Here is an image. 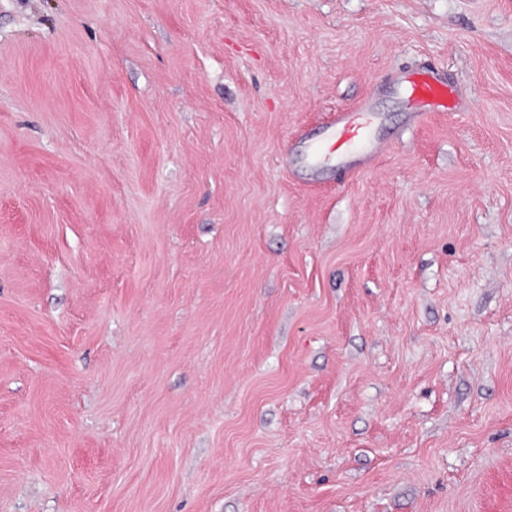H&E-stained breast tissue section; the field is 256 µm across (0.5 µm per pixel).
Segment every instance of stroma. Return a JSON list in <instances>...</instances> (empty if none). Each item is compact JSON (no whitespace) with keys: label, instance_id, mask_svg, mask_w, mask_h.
Here are the masks:
<instances>
[{"label":"stroma","instance_id":"obj_1","mask_svg":"<svg viewBox=\"0 0 512 512\" xmlns=\"http://www.w3.org/2000/svg\"><path fill=\"white\" fill-rule=\"evenodd\" d=\"M511 486L512 0H0V512ZM409 98L416 100L425 109L414 112V118L426 115V112L448 111L455 107V91L448 83L427 74H419L415 79L405 81ZM448 97L453 99L449 106ZM370 119L367 104L336 110L335 120L330 125L335 128L336 137L329 148L336 152L338 157H346L353 147L369 144Z\"/></svg>","mask_w":512,"mask_h":512}]
</instances>
